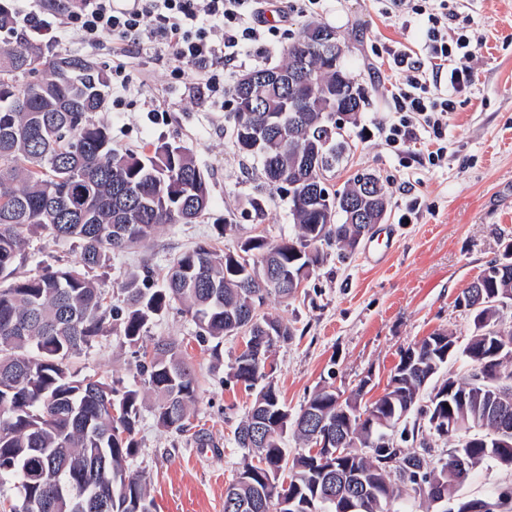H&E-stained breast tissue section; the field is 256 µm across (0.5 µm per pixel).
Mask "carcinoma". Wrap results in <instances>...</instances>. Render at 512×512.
<instances>
[{"label": "carcinoma", "instance_id": "1", "mask_svg": "<svg viewBox=\"0 0 512 512\" xmlns=\"http://www.w3.org/2000/svg\"><path fill=\"white\" fill-rule=\"evenodd\" d=\"M2 34L7 40L0 47V490H16L10 512H24L28 501L38 503L39 512H155L149 477L132 468L145 400L155 398L160 427L184 432L199 391V377L178 342L159 339L152 350L144 347L151 322L174 305L190 317L198 337L213 342L217 359L226 336L244 331L253 340L261 325L281 329L276 343H263L261 357L243 352L230 365L232 378L255 398L237 432L245 456L226 489L224 512H291L272 494L277 474H287L286 492L300 503L321 490L329 473L323 472L320 452L288 459L285 434L291 429L310 443L308 410L339 422L343 409L331 386L314 390L295 415L282 404L265 363L293 331L262 308L271 298L295 297L297 289L262 285L256 276L273 265L301 271L305 281L322 262L324 248L353 250L367 228L347 223L344 209L328 221L311 201L297 199L344 153L338 126L327 116L349 98L336 77L345 68L309 52L310 84L299 89L308 101L295 111H283L287 85L276 89L258 82L244 97L233 90L234 116L245 115L244 124L276 116L263 145L277 169L264 162L263 174L268 184L290 194L295 236L273 243L257 235L247 240L249 247H240L241 256L235 249L198 245L174 258L158 288H143L139 276H129L125 307L116 309L95 272L116 252L148 246L161 227L200 218L210 203L207 180L185 148L174 156L165 143L140 153L114 152L107 127L90 117L101 110L107 87L95 64L75 55L48 56L39 44L16 38L10 8L0 3ZM60 60L66 69L57 68ZM26 76L30 81L19 86ZM306 150L317 151L319 171L297 164V152ZM297 181L298 187H289ZM38 233L78 245L79 258L20 273L30 236ZM488 270L477 288L466 291L512 300V268L492 261ZM112 335L135 354L136 376L129 385L75 366L100 338ZM447 338L438 331L413 348L416 357L403 370L401 384L390 379L384 394L365 406L373 426L353 416L351 464L343 475L361 489L358 512H401L396 503L405 488L425 487L420 498L434 503L438 498L428 489L437 479L443 497L454 496L458 483L448 481V451L433 454L426 437H443L433 419L448 415L444 401L432 398L437 386L448 385L440 379L448 366ZM497 342L512 343V329L488 335L476 325L457 353L476 366L480 351ZM494 388L512 410V371ZM455 413L467 428L481 432L454 444L470 457L471 468L493 459L482 444L494 437L489 402L473 400ZM261 416L272 426L256 437L253 426ZM401 416L400 440L411 443L407 449L382 424ZM383 458L396 465L386 469Z\"/></svg>", "mask_w": 512, "mask_h": 512}]
</instances>
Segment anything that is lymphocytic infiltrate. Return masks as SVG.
<instances>
[{"instance_id": "f902f5d3", "label": "lymphocytic infiltrate", "mask_w": 512, "mask_h": 512, "mask_svg": "<svg viewBox=\"0 0 512 512\" xmlns=\"http://www.w3.org/2000/svg\"><path fill=\"white\" fill-rule=\"evenodd\" d=\"M425 31V54L393 52L397 69L408 74L406 84L390 95L400 117L387 128V146L401 149L442 139L448 116L455 111V95L470 86V68L451 66L458 51L467 49L466 36L449 40L447 13L426 5L415 7ZM278 0H44L41 12H18L15 20L30 32L59 42L75 37L97 45L118 35L121 56L137 57L143 44L170 50L172 72L204 75L206 90L224 89L225 65L246 55L250 43L275 33L287 21Z\"/></svg>"}]
</instances>
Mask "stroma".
Instances as JSON below:
<instances>
[{"label": "stroma", "instance_id": "stroma-1", "mask_svg": "<svg viewBox=\"0 0 512 512\" xmlns=\"http://www.w3.org/2000/svg\"><path fill=\"white\" fill-rule=\"evenodd\" d=\"M284 7L287 25L251 46L245 68L225 71L220 95L192 90L197 75L174 79L170 60L149 45L131 60L117 53L113 39L101 46L64 40L50 51L89 58L107 75L125 66L130 93L119 110L104 107L93 120L109 127L121 153L160 143L187 148L208 182L210 204L203 217L162 228L150 249L112 257L100 281L117 300L124 296L128 274L142 264L161 277L173 258L199 244L228 249L255 233L272 242L294 235L283 194L264 183L257 158L233 145L231 93L243 69L281 64L303 24H325L342 35L346 69L363 88L365 103L356 122L342 126L347 147L342 164L326 175L328 187L340 190L357 174H373L386 192L388 212L347 256L327 248L295 298L272 299L263 308L294 330L272 354V378L295 414L322 386L346 395L360 391V404L368 405L383 395L401 349L439 330L462 345L470 338L473 319L457 298L512 241V0H448L449 34L463 32L472 39L466 63L474 82L456 97L443 140L447 155L437 167L428 164L424 146L397 151L377 132L396 117L394 101L382 98V85L404 81L383 50L422 51L419 17L407 8L394 9L389 0H321L314 14L304 12L301 0H286ZM412 196L421 203L419 216L414 223H399ZM196 332L175 307L149 332L151 339L181 343L200 380L190 432L164 429L151 412L143 414L134 466L149 476L156 512H224V491L244 455L234 432L254 395L229 378L243 339L225 338L216 359ZM78 366L108 381L129 383L135 373L130 350L115 336L103 339ZM367 376L371 384L360 389ZM198 431L210 437L212 447L198 446ZM458 494L486 501L490 512H512V469L485 462L470 472Z\"/></svg>", "mask_w": 512, "mask_h": 512}]
</instances>
